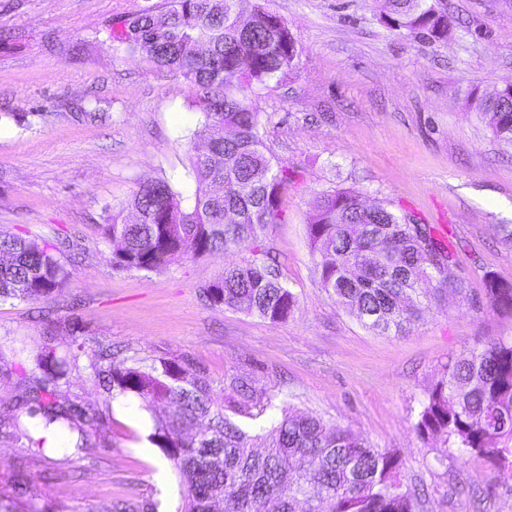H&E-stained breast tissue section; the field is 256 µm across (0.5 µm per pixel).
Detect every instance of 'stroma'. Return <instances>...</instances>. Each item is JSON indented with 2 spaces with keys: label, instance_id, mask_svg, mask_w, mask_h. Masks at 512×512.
Listing matches in <instances>:
<instances>
[{
  "label": "stroma",
  "instance_id": "obj_1",
  "mask_svg": "<svg viewBox=\"0 0 512 512\" xmlns=\"http://www.w3.org/2000/svg\"><path fill=\"white\" fill-rule=\"evenodd\" d=\"M167 0H0V230L36 243L65 236L73 278L51 303L0 302V336L14 361L50 332L77 355L66 385L99 412L90 454L67 438L38 452L10 437L15 380H0V469L24 471L35 496L15 512H177L183 487L150 440L153 421L131 394H106L89 363L99 348L149 360H191L213 382L252 377L291 408L351 429L397 453L424 491V512H512V479L492 462L434 460L415 429L427 387L449 358L512 338V317L476 308L484 272L512 282V145L480 120L476 99L512 83V0H447L445 40L398 34L386 0H242L291 28L295 68L257 99L275 156L299 170L265 245L296 296L273 323L211 306L201 289L252 257L253 245L161 271H117L100 226L144 181L191 195L188 155L203 116L187 81L112 43L125 18ZM352 188L432 225L458 248L453 276L471 294L425 304L403 336L366 332L319 286L306 236L316 194Z\"/></svg>",
  "mask_w": 512,
  "mask_h": 512
}]
</instances>
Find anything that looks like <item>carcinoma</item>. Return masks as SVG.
<instances>
[{
  "label": "carcinoma",
  "mask_w": 512,
  "mask_h": 512,
  "mask_svg": "<svg viewBox=\"0 0 512 512\" xmlns=\"http://www.w3.org/2000/svg\"><path fill=\"white\" fill-rule=\"evenodd\" d=\"M240 0H171L165 10L142 13L112 30V42L143 52L155 66L180 74L204 121L202 146L189 155L193 200L165 180L142 183L125 205L107 216L103 237L112 268L154 271L208 253L255 244L253 259L224 269L202 287L206 300L271 322L288 319L296 296L265 259L267 228L280 219V202L297 171L275 157L264 139L253 96L295 68L296 40L277 15L257 5L242 19ZM392 29L434 40L453 19L444 0H387ZM480 117L500 141L512 145V96L482 101ZM319 285L362 327L379 335H405L423 302L448 291L469 292L464 279L443 276L455 253L431 227L386 206H368L355 189L325 190L307 222ZM70 242L38 246L0 231V300L49 302L71 283L65 252ZM479 308L512 315V283L484 274ZM77 356L61 358L43 336L31 358L41 384L15 402L12 434L44 448L47 438L30 429L74 432V449L93 448L86 423L94 409L62 396ZM103 390L140 398L154 422L151 440L167 455L185 488L180 512H420L417 485L403 482L399 456L324 418L281 409L260 433L241 418L270 405L250 377H233L229 405L191 362L127 363L121 351L98 352L90 364ZM415 429L440 439L436 460L453 450L486 457L512 478V340L491 338L479 349L448 360L426 389ZM33 496L24 474H12L0 492V512Z\"/></svg>",
  "instance_id": "1"
}]
</instances>
